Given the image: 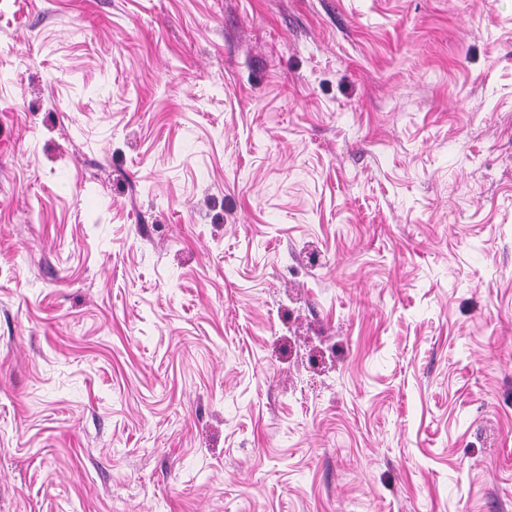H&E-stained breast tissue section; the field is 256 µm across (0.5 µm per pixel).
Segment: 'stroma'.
<instances>
[{
	"label": "stroma",
	"mask_w": 512,
	"mask_h": 512,
	"mask_svg": "<svg viewBox=\"0 0 512 512\" xmlns=\"http://www.w3.org/2000/svg\"><path fill=\"white\" fill-rule=\"evenodd\" d=\"M0 512H512V0H0Z\"/></svg>",
	"instance_id": "35a3bbf8"
}]
</instances>
